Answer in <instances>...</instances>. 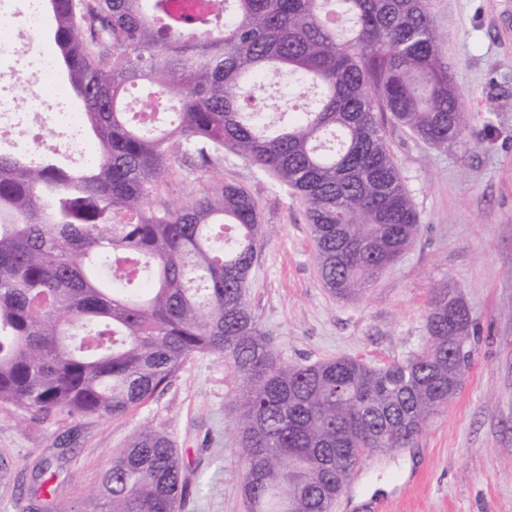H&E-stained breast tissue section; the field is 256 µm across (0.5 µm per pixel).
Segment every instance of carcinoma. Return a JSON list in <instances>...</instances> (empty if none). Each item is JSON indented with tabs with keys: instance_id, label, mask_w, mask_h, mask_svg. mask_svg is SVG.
<instances>
[{
	"instance_id": "obj_1",
	"label": "carcinoma",
	"mask_w": 512,
	"mask_h": 512,
	"mask_svg": "<svg viewBox=\"0 0 512 512\" xmlns=\"http://www.w3.org/2000/svg\"><path fill=\"white\" fill-rule=\"evenodd\" d=\"M46 2L98 158L73 169L0 150V406L36 421L121 415L187 358L219 352L237 379L248 512H331L353 466L409 445L456 394L470 310L448 316L444 288L420 351L290 365L247 302L260 242L248 189L152 198L174 158L206 173L242 157L304 202L325 287L362 295L420 233L386 122L438 147L468 126L430 0ZM133 88L164 108L126 111ZM188 495L151 428L92 493L94 512H178ZM55 498L46 488L30 512Z\"/></svg>"
}]
</instances>
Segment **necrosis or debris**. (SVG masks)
I'll use <instances>...</instances> for the list:
<instances>
[{
  "label": "necrosis or debris",
  "instance_id": "1",
  "mask_svg": "<svg viewBox=\"0 0 512 512\" xmlns=\"http://www.w3.org/2000/svg\"><path fill=\"white\" fill-rule=\"evenodd\" d=\"M41 0H0V150H21L20 128L25 118L51 114L54 125L67 130L75 160L86 166L94 148L81 135L79 114L68 103L49 102L41 79L57 68L55 57L36 45L34 38L47 25ZM29 86L26 97L16 93L17 80Z\"/></svg>",
  "mask_w": 512,
  "mask_h": 512
}]
</instances>
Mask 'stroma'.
I'll use <instances>...</instances> for the list:
<instances>
[{
    "instance_id": "35a3bbf8",
    "label": "stroma",
    "mask_w": 512,
    "mask_h": 512,
    "mask_svg": "<svg viewBox=\"0 0 512 512\" xmlns=\"http://www.w3.org/2000/svg\"><path fill=\"white\" fill-rule=\"evenodd\" d=\"M431 13L469 126L445 147L387 126L420 234L362 296L324 286L300 198L235 156L216 175L257 202L247 300L288 362L404 358L424 345L426 312L448 286L471 311L472 358L457 393L408 447L367 457L332 512H512V0H432ZM235 386L222 354H196L121 416L34 422L0 406V477L11 483L0 487V512H28L30 472L45 459L55 512H91L101 472L147 424L179 455L191 490L180 512H247Z\"/></svg>"
}]
</instances>
